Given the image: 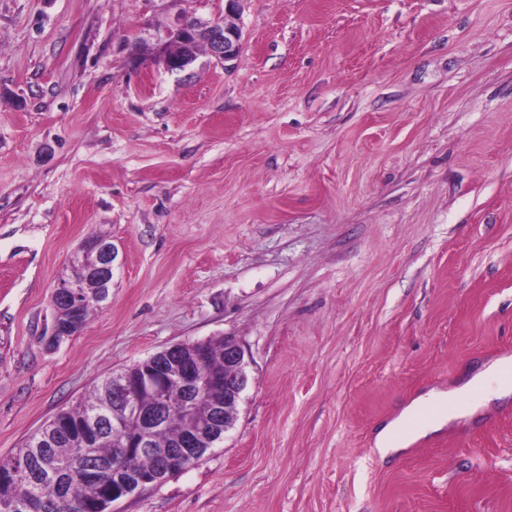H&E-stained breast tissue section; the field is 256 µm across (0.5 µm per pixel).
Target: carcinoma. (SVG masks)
Returning <instances> with one entry per match:
<instances>
[{"label":"carcinoma","instance_id":"cac0c4a2","mask_svg":"<svg viewBox=\"0 0 512 512\" xmlns=\"http://www.w3.org/2000/svg\"><path fill=\"white\" fill-rule=\"evenodd\" d=\"M87 266L81 255L72 261L71 280L80 282L93 294L90 304L80 313L70 306L54 307L55 320L62 324L85 325L90 314L108 299L100 290L108 288L100 280L86 278ZM209 369L224 376V338L205 342ZM96 423L89 439L80 434L83 427ZM187 427L175 418L157 429L151 447H171ZM136 432L128 424L112 431V375L96 384L91 393L43 424L22 444L18 452L0 460V474L15 473L8 482H0V503L18 501L28 505L27 512H104L112 504V489L123 490L137 483L132 472L146 465L138 457L139 449H130L125 467H116L117 453L125 439Z\"/></svg>","mask_w":512,"mask_h":512}]
</instances>
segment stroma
I'll return each mask as SVG.
<instances>
[{
	"mask_svg": "<svg viewBox=\"0 0 512 512\" xmlns=\"http://www.w3.org/2000/svg\"><path fill=\"white\" fill-rule=\"evenodd\" d=\"M224 0H0V459L108 373L233 336L223 443L110 512H512V399L381 458L512 358V0H242L231 69L150 57ZM113 246L79 335L43 334ZM88 267L81 263V254L78 253L72 261L71 279L64 281H77L84 285L83 288L87 295L93 294L90 299V304L85 306L89 301V296H86L81 288L82 285L77 282H60L55 288L52 295L53 306L56 302L65 304H58L54 307L55 320L57 323L62 325L79 323L81 326H85L90 314L98 308V306L108 299L109 290L108 284H104L102 280L86 279V270ZM105 288V293L101 296L100 290ZM74 310H80L82 307L85 308L81 313L75 314ZM507 360L495 361L472 373L460 387L448 393L431 392L420 398L414 405L404 410L399 419L383 426L376 434V451L382 458L394 455L419 437L443 429L452 420L472 414L477 406L461 412L460 404L463 396L469 394H483L485 403L496 399H507L512 395V384L503 382L501 375L506 368H510ZM512 381V369L507 373ZM427 407L437 408L431 419L417 428L409 427L411 418Z\"/></svg>",
	"mask_w": 512,
	"mask_h": 512,
	"instance_id": "35a3bbf8",
	"label": "stroma"
}]
</instances>
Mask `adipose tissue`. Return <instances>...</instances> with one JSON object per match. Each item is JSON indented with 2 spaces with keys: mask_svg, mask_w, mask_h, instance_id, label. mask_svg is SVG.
I'll use <instances>...</instances> for the list:
<instances>
[{
  "mask_svg": "<svg viewBox=\"0 0 512 512\" xmlns=\"http://www.w3.org/2000/svg\"><path fill=\"white\" fill-rule=\"evenodd\" d=\"M512 362L499 360L473 372L460 387L446 393H429L404 410L399 419L383 426L376 434L375 446L381 457L398 453L419 437L443 429L452 420L461 417L463 396L483 394L485 400H501L512 397V384L503 382L501 375ZM431 407L435 413L424 425L413 428L409 422L422 409Z\"/></svg>",
  "mask_w": 512,
  "mask_h": 512,
  "instance_id": "adipose-tissue-1",
  "label": "adipose tissue"
}]
</instances>
